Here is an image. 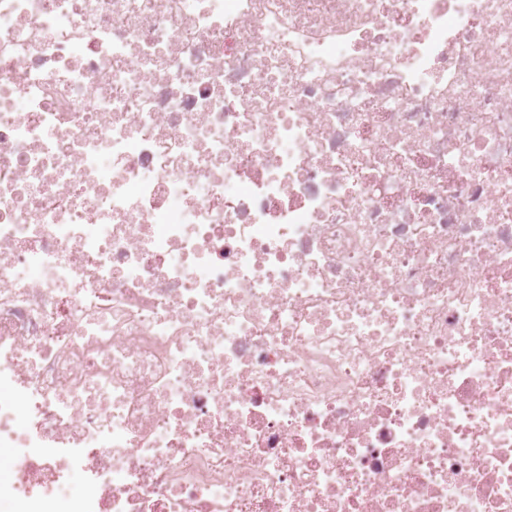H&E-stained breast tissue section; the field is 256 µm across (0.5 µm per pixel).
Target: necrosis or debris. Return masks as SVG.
I'll return each instance as SVG.
<instances>
[{"mask_svg": "<svg viewBox=\"0 0 512 512\" xmlns=\"http://www.w3.org/2000/svg\"><path fill=\"white\" fill-rule=\"evenodd\" d=\"M0 465L512 512V0H0Z\"/></svg>", "mask_w": 512, "mask_h": 512, "instance_id": "1", "label": "necrosis or debris"}]
</instances>
